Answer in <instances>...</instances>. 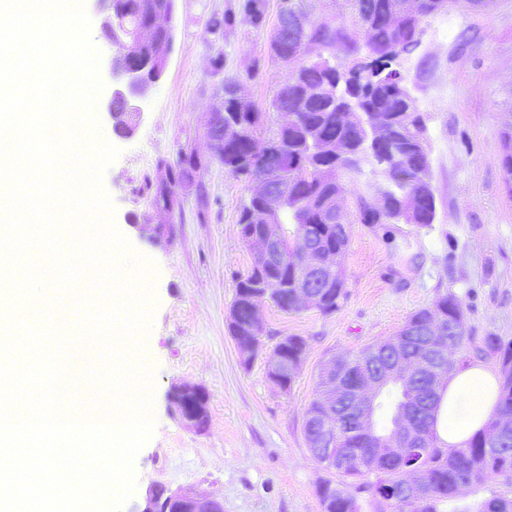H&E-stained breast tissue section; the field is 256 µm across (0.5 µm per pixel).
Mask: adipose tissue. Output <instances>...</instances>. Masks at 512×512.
<instances>
[{"label":"adipose tissue","instance_id":"obj_1","mask_svg":"<svg viewBox=\"0 0 512 512\" xmlns=\"http://www.w3.org/2000/svg\"><path fill=\"white\" fill-rule=\"evenodd\" d=\"M499 385L497 372L481 362L449 376L441 392L435 425L440 446H462L486 428L497 406Z\"/></svg>","mask_w":512,"mask_h":512}]
</instances>
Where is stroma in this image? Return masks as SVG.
<instances>
[{
  "label": "stroma",
  "instance_id": "35a3bbf8",
  "mask_svg": "<svg viewBox=\"0 0 512 512\" xmlns=\"http://www.w3.org/2000/svg\"><path fill=\"white\" fill-rule=\"evenodd\" d=\"M237 2L175 0L169 62L140 103L133 135H113L112 119L98 115L121 151L103 175L115 226L158 270L150 332L155 429L135 459L137 480L122 512H140L155 485L217 498L224 512H323L318 488L336 474L312 459L303 425L331 356L397 334L411 313L447 292L460 299L474 345L489 335L512 339V197L500 144L512 123V0H491L479 11L469 0H453L447 12L424 21L420 45L403 67L426 121L434 223L394 225L391 243L385 225L353 224L339 309L285 313L262 305L261 346L243 360L227 323L236 278L253 261L238 217L254 184L210 161L205 132L224 106L226 76L239 79L268 124L280 123L270 104L288 68L271 59L268 29L242 22L223 43H211L208 18ZM219 53L224 73L216 76L211 60ZM186 147L203 167L179 187L173 211L153 208L149 186L159 160L176 161ZM203 193L209 211L201 221ZM287 336L304 337L307 351L298 379L284 391L267 377L265 362ZM177 386L206 391L205 427L178 415L171 400Z\"/></svg>",
  "mask_w": 512,
  "mask_h": 512
}]
</instances>
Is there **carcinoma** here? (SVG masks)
<instances>
[{
  "mask_svg": "<svg viewBox=\"0 0 512 512\" xmlns=\"http://www.w3.org/2000/svg\"><path fill=\"white\" fill-rule=\"evenodd\" d=\"M444 1L451 2L412 0V9L407 10L404 0H345L351 21L315 20L304 43H290L270 52L273 59L289 68L288 97L278 91L271 102L275 112L284 105L294 113L295 120L288 126L267 128L266 113L254 103L242 106L235 98L224 97V111L207 131L210 158L236 177L270 179L282 199L279 213L273 215L281 225V261L269 264L256 255L247 274L238 277L228 321L234 340L262 341V329L252 328L251 323L252 310L262 303L285 313L300 310L293 284L304 276V248L310 238L344 258L352 215L343 210L341 201L348 183L363 173L364 165H371L379 180L377 192L386 200L382 204L357 195L355 216L361 223L427 226L434 222L436 198L430 158L412 151V144L425 137L426 124L404 84L401 68L420 43L424 19L442 12ZM112 9L134 29L152 21L161 11H175V4L174 0H112ZM240 16L254 29H263L267 0H243L236 10L211 14L207 34L215 42L223 40ZM162 40L164 34L160 32L151 42L133 45L124 61L152 59ZM269 145L277 147L282 157L280 168L272 172L258 166L259 157ZM501 163L512 194V130L502 133ZM201 166L199 155L193 151L179 152L174 163L159 161L154 205L173 210L176 189L191 181ZM324 167L333 170L330 183L318 177ZM265 213L263 198L252 195L244 201L238 219L243 241H248L257 225L267 223ZM345 297V283L335 282L324 289L318 309L332 313ZM463 312L454 294H441L431 305L413 312L397 336L407 341L409 356L430 359L435 351L421 337L410 335V327L427 315L448 320ZM387 342L385 338L346 357L344 377L350 380L370 371L373 350H384ZM471 343L465 331L448 333L444 349L448 372L464 364L460 354ZM276 349L296 365L295 373L280 385L288 391L300 374V359L306 354L307 343L301 336H286ZM475 352L495 359L499 365L501 388L496 418H512V341L487 336ZM394 387L388 394L389 411L371 433L345 420L342 412H335L331 433L336 456L345 465L335 469L340 481H327L318 489L323 512H361V499L365 497L388 505L392 512H438V505L454 500L475 474L499 484L476 512H512V435L493 446L486 433H478L465 447L454 450L439 446L436 435H431L420 461L419 494L411 495L405 475L408 460H394L375 449L389 447L396 414L413 391L424 394L420 421L434 430L441 395L438 390L431 391L423 378L411 377L408 386L396 383ZM322 414L321 399L317 398L305 414V437L317 433Z\"/></svg>",
  "mask_w": 512,
  "mask_h": 512,
  "instance_id": "obj_1",
  "label": "carcinoma"
}]
</instances>
